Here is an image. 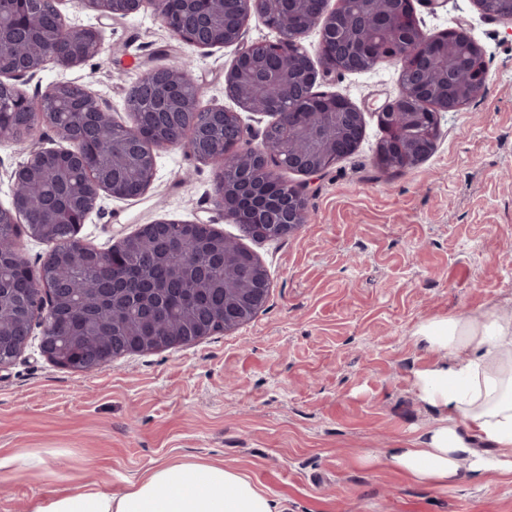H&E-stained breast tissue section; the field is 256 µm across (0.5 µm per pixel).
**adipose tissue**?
Returning a JSON list of instances; mask_svg holds the SVG:
<instances>
[{
  "label": "adipose tissue",
  "mask_w": 512,
  "mask_h": 512,
  "mask_svg": "<svg viewBox=\"0 0 512 512\" xmlns=\"http://www.w3.org/2000/svg\"><path fill=\"white\" fill-rule=\"evenodd\" d=\"M415 334L441 361L416 371L419 398L439 418L386 461L420 482L451 486L512 478V317L490 307L421 323ZM268 494L237 470L194 461L158 463L118 493L83 487L33 512H275Z\"/></svg>",
  "instance_id": "obj_1"
}]
</instances>
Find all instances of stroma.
<instances>
[{
	"instance_id": "stroma-1",
	"label": "stroma",
	"mask_w": 512,
	"mask_h": 512,
	"mask_svg": "<svg viewBox=\"0 0 512 512\" xmlns=\"http://www.w3.org/2000/svg\"><path fill=\"white\" fill-rule=\"evenodd\" d=\"M412 5L426 33L463 28L485 47L486 94L442 116L425 162L384 169L377 111L400 92L398 65L322 77L321 91L361 109L365 134L311 179L307 224L274 240L242 238L271 280L264 308L235 330L89 374L47 361L32 334L0 369V458L12 460L0 470V512H33L84 484L117 493L156 463L185 459L236 469L280 512H512V481L439 488L384 461L439 417L413 386L415 371L439 358L417 326L490 306L512 314V20L487 18L473 0ZM62 11L69 24L99 27L104 49L74 69L47 65L28 95L72 81L128 125L129 87L190 57L203 104L234 109L224 73L235 46L188 47L148 8L118 19ZM159 219L241 238L214 203L212 164L180 148L158 154L139 198L102 196L79 236L105 249ZM368 451L378 464H362ZM31 452L52 458L51 469L19 464Z\"/></svg>"
}]
</instances>
